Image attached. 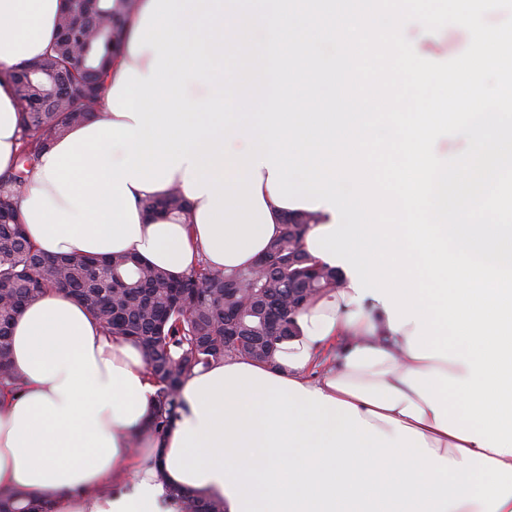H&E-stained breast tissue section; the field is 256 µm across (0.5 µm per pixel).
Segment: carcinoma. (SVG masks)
<instances>
[{"instance_id":"carcinoma-1","label":"carcinoma","mask_w":512,"mask_h":512,"mask_svg":"<svg viewBox=\"0 0 512 512\" xmlns=\"http://www.w3.org/2000/svg\"><path fill=\"white\" fill-rule=\"evenodd\" d=\"M134 0H63L55 38L46 52L6 72L20 109L18 162L0 176V381L20 386L10 371L16 316L49 289L65 291L113 337L144 351L157 386L151 428L160 436L180 405L183 378L228 356L269 362L293 335L295 316L317 295L336 290L333 267L302 247L314 214L295 212L249 267L226 273L204 263L179 276L134 255L49 256L28 240L15 190L34 179L41 152L70 127L98 111L112 65L124 50ZM150 218L186 212L177 187L139 202ZM180 512H223V504L176 493Z\"/></svg>"}]
</instances>
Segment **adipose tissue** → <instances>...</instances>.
Segmentation results:
<instances>
[{"label": "adipose tissue", "mask_w": 512, "mask_h": 512, "mask_svg": "<svg viewBox=\"0 0 512 512\" xmlns=\"http://www.w3.org/2000/svg\"><path fill=\"white\" fill-rule=\"evenodd\" d=\"M63 0H0V71L41 55ZM18 105L0 84V175L17 160ZM188 214L140 219L127 250L174 275L212 264ZM353 279L296 316L274 364L226 358L194 370L156 436L143 350L105 336L70 296L33 298L16 319L0 396V489L50 512H179L174 490L224 512H512V454L450 435L405 378L460 361L417 358Z\"/></svg>", "instance_id": "adipose-tissue-1"}]
</instances>
